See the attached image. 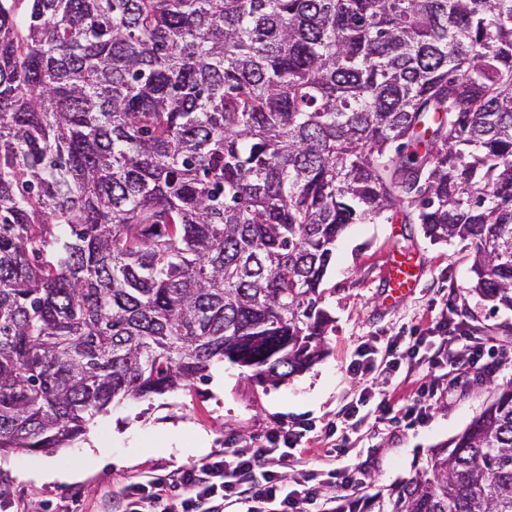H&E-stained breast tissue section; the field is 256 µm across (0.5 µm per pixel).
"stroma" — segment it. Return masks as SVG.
<instances>
[{
	"instance_id": "stroma-1",
	"label": "stroma",
	"mask_w": 512,
	"mask_h": 512,
	"mask_svg": "<svg viewBox=\"0 0 512 512\" xmlns=\"http://www.w3.org/2000/svg\"><path fill=\"white\" fill-rule=\"evenodd\" d=\"M405 244L421 257L424 274L418 288L394 302L387 297L384 269ZM471 266L466 242H431L420 225H350L336 243L321 285L332 323L326 354L310 369L275 386L260 382L250 369L227 361L214 364L212 373L224 376L221 393L204 381L149 400L126 401L98 417L84 441L59 449L57 459L82 461L79 480L23 479L24 471L44 461L41 453L14 452L0 459V498L12 502L16 512H60L66 506L73 512H113L110 496L128 479L172 475L242 442L305 424L311 430L300 442L289 477L354 463L369 470L365 492L388 488L422 466L431 449L465 430L490 403L495 386L512 382V310L494 307L473 291ZM444 316L498 360L495 374L483 378L474 368L444 365L432 371L424 365L437 349V323ZM391 336L425 340L419 361L401 366V397H416L430 372L454 379V391L432 404L425 425L409 431L379 425L369 407L361 409L357 425L341 427L343 410L364 387H388L383 373L354 376L349 364L362 344Z\"/></svg>"
}]
</instances>
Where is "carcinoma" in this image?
Listing matches in <instances>:
<instances>
[{
  "instance_id": "obj_1",
  "label": "carcinoma",
  "mask_w": 512,
  "mask_h": 512,
  "mask_svg": "<svg viewBox=\"0 0 512 512\" xmlns=\"http://www.w3.org/2000/svg\"><path fill=\"white\" fill-rule=\"evenodd\" d=\"M512 309V0H0V454L325 351L351 224ZM336 512H512V383Z\"/></svg>"
}]
</instances>
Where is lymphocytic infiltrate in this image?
I'll list each match as a JSON object with an SVG mask.
<instances>
[{
	"label": "lymphocytic infiltrate",
	"mask_w": 512,
	"mask_h": 512,
	"mask_svg": "<svg viewBox=\"0 0 512 512\" xmlns=\"http://www.w3.org/2000/svg\"><path fill=\"white\" fill-rule=\"evenodd\" d=\"M439 348L449 361L478 364L482 350L472 345L459 326L449 318L438 323ZM420 340L404 342L402 337L388 338L384 351L372 345L362 346L348 371L363 376L374 369L376 353H383L388 373L398 372L405 357H416ZM301 432L289 431L268 436L263 444L247 443L230 453L208 458L205 462L181 470L177 478L158 474L122 484L115 492L122 502L121 512H224L237 507L238 512H300L301 504L312 500L309 488L314 473L304 480L288 481L283 472L290 449L296 448Z\"/></svg>",
	"instance_id": "f902f5d3"
}]
</instances>
